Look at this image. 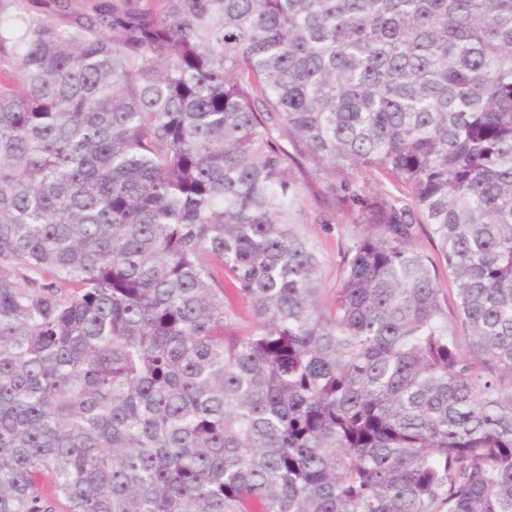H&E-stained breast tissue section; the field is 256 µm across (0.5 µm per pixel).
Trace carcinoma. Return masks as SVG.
Instances as JSON below:
<instances>
[{
    "label": "carcinoma",
    "instance_id": "carcinoma-1",
    "mask_svg": "<svg viewBox=\"0 0 512 512\" xmlns=\"http://www.w3.org/2000/svg\"><path fill=\"white\" fill-rule=\"evenodd\" d=\"M305 188L362 227L330 306ZM46 476L512 512V0H0V512Z\"/></svg>",
    "mask_w": 512,
    "mask_h": 512
}]
</instances>
